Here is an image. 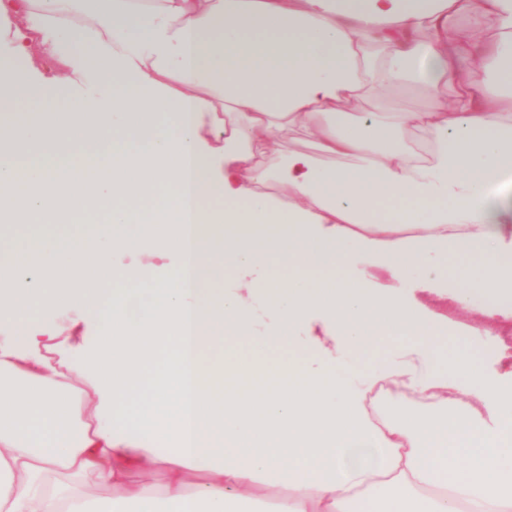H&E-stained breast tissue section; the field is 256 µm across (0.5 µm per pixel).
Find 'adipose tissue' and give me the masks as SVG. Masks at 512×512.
I'll use <instances>...</instances> for the list:
<instances>
[{"label": "adipose tissue", "mask_w": 512, "mask_h": 512, "mask_svg": "<svg viewBox=\"0 0 512 512\" xmlns=\"http://www.w3.org/2000/svg\"><path fill=\"white\" fill-rule=\"evenodd\" d=\"M1 49L0 224L73 230L0 249V512H512V369L440 344L512 323V0H0Z\"/></svg>", "instance_id": "adipose-tissue-1"}]
</instances>
